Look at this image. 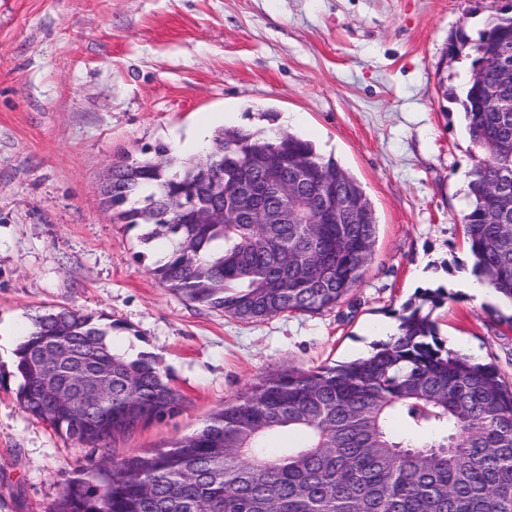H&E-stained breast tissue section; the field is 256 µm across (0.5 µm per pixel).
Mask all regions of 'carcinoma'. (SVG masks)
Returning a JSON list of instances; mask_svg holds the SVG:
<instances>
[{
    "label": "carcinoma",
    "instance_id": "obj_1",
    "mask_svg": "<svg viewBox=\"0 0 512 512\" xmlns=\"http://www.w3.org/2000/svg\"><path fill=\"white\" fill-rule=\"evenodd\" d=\"M449 51L486 64L467 81L461 107L482 150L472 172L465 234L475 274L512 304V112H485L499 70L512 68V11L489 17ZM307 168L298 189L336 198L352 224H259L224 214V197L256 183L271 163ZM112 220L144 225L142 240L172 249L151 269L175 294L255 322L317 314L343 302L363 278L377 217L359 182L308 140L226 127L204 160H181L158 143L112 165L100 187ZM219 212L194 224L195 207ZM439 291L399 316L398 332L369 356L334 367L290 369L250 384L196 433L117 458L108 445L177 414L183 396L155 356L114 348L125 329L104 316L51 306L16 349L21 408L80 445L101 448L76 470L49 512H512V385L490 363L445 347L432 311ZM82 367L107 387L84 403L43 391L54 372ZM288 431L297 442L272 448Z\"/></svg>",
    "mask_w": 512,
    "mask_h": 512
}]
</instances>
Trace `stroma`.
Masks as SVG:
<instances>
[{"label":"stroma","mask_w":512,"mask_h":512,"mask_svg":"<svg viewBox=\"0 0 512 512\" xmlns=\"http://www.w3.org/2000/svg\"><path fill=\"white\" fill-rule=\"evenodd\" d=\"M506 0H0V322L29 329L66 305L123 323L185 399L129 437L122 456L200 429L256 379L333 367L381 344L425 290L439 338L512 383V306L477 301L462 217L481 157L459 104L477 35ZM309 138L361 184L378 220L372 260L336 308L246 322L191 303L149 272L143 227L99 202L107 169L198 126ZM14 348L0 345V512H48L101 459L19 406Z\"/></svg>","instance_id":"stroma-1"}]
</instances>
